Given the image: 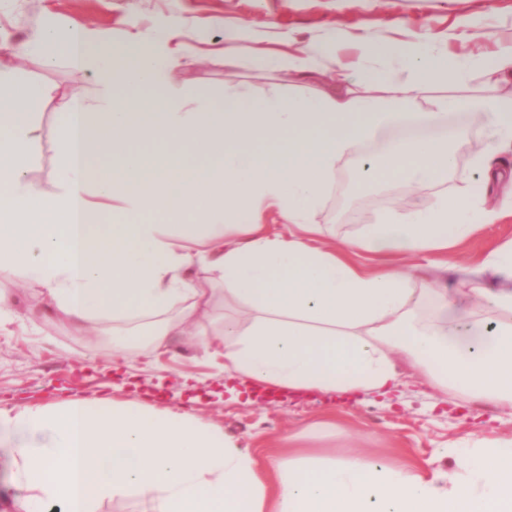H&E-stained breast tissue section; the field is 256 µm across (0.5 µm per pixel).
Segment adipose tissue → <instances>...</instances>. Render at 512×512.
<instances>
[{
	"instance_id": "adipose-tissue-1",
	"label": "adipose tissue",
	"mask_w": 512,
	"mask_h": 512,
	"mask_svg": "<svg viewBox=\"0 0 512 512\" xmlns=\"http://www.w3.org/2000/svg\"><path fill=\"white\" fill-rule=\"evenodd\" d=\"M25 52L48 65L66 54L74 69L92 73L95 91L63 104L49 192L27 173L34 116L54 90L0 62V275L39 286L48 309L79 330L145 319L156 350L176 327L190 329L202 351L231 337L224 370L246 386L384 395L406 373L512 409V241L470 271L459 300L436 274L440 256L493 223L496 211L456 192L430 208L387 213L344 247L310 244L315 209L356 143L410 121L440 124L450 109L483 114L512 143V98L495 93L512 75V48L477 63L487 95L445 97L433 112L418 111L420 95L466 66L436 51L429 36L364 46L356 69L363 96L347 89L258 97L228 86L219 104L195 87L162 93L191 57L173 24L115 47L84 25L60 34L52 16ZM340 53L258 47L249 63L308 76ZM382 56L401 61L406 79L367 66ZM382 83L395 108L374 96ZM459 136L396 140L364 163L362 178H447ZM268 207L293 225L290 236L264 234ZM354 250L385 262L358 268L347 258ZM400 255L428 262L391 264ZM214 271L243 309L219 327L201 285ZM461 305L470 318L464 330L454 323ZM487 305L495 321L480 316ZM1 428L21 439L14 453L39 496L30 512H93L96 500L132 495L149 499L153 512H512V442L478 438L449 449L446 471L432 459L416 470L366 453L325 460L292 450L260 460L190 413L84 399L0 409Z\"/></svg>"
}]
</instances>
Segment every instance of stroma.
I'll list each match as a JSON object with an SVG mask.
<instances>
[{
    "label": "stroma",
    "instance_id": "stroma-1",
    "mask_svg": "<svg viewBox=\"0 0 512 512\" xmlns=\"http://www.w3.org/2000/svg\"><path fill=\"white\" fill-rule=\"evenodd\" d=\"M50 15L89 23L116 46L133 34L149 36L159 22H175L193 45L195 57L174 74L173 87H201L217 100L228 84H247L259 92L274 86L288 92L302 84L290 72L225 67L228 26L242 30L237 50L243 57L257 46L295 52L339 36L342 56L351 63L364 43L412 42L424 32L449 56L463 61L512 46V0H0V56L12 60L29 79L57 91L35 116L38 137L28 173L30 181L49 191L59 161L55 130L60 98L78 86L94 89L91 76L75 72L67 60L47 66L22 54L23 45ZM437 134V129L407 124L353 147L338 163L315 213L321 232L314 246H341L364 225L404 210L412 196H420L422 206L429 207L442 193L467 191L503 207L505 214L453 249L440 277L449 292H456L460 268L475 266L512 240V184L485 186L469 162L438 183L394 180L378 186L364 183L360 174L361 159L381 153L389 141ZM0 290L13 300L10 309L0 313L2 408L47 407L73 395L116 406L143 403L156 413H191L260 459L292 441L321 458L369 451L379 460L414 467L434 458L444 469L449 449L468 447L472 438L512 440V410L435 391L411 379L385 396L290 395L263 388L236 395L224 372L223 343L201 351L179 329L168 348L145 357L130 347L99 344L87 332L55 318L35 284L4 276ZM18 443L15 434L0 431V512H21L35 495L13 453Z\"/></svg>",
    "mask_w": 512,
    "mask_h": 512
}]
</instances>
